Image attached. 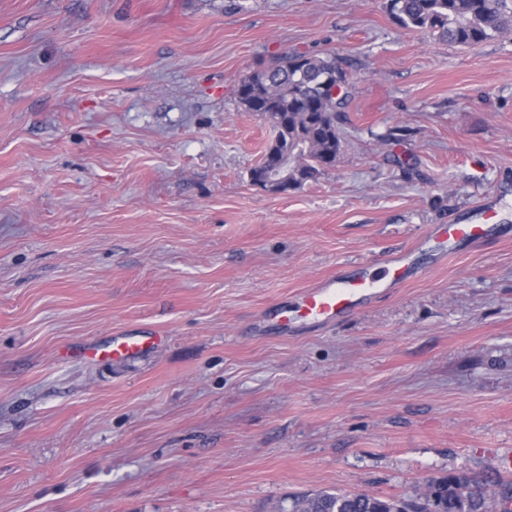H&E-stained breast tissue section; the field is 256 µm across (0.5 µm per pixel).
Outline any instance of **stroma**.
Instances as JSON below:
<instances>
[{
    "mask_svg": "<svg viewBox=\"0 0 512 512\" xmlns=\"http://www.w3.org/2000/svg\"><path fill=\"white\" fill-rule=\"evenodd\" d=\"M386 4L0 0V512L512 480V33L459 49ZM295 52L347 71L344 144L276 196L235 89ZM493 198L499 232L438 259ZM407 250L356 315L260 326ZM120 335L162 341L88 357ZM491 224H440L432 231V237L437 241H447L448 245L458 242L482 241L488 234Z\"/></svg>",
    "mask_w": 512,
    "mask_h": 512,
    "instance_id": "obj_1",
    "label": "stroma"
}]
</instances>
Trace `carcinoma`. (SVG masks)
I'll list each match as a JSON object with an SVG mask.
<instances>
[{
    "label": "carcinoma",
    "mask_w": 512,
    "mask_h": 512,
    "mask_svg": "<svg viewBox=\"0 0 512 512\" xmlns=\"http://www.w3.org/2000/svg\"><path fill=\"white\" fill-rule=\"evenodd\" d=\"M405 28L423 30L451 46L469 47L512 24V0H388ZM347 72L329 55L294 53L242 77L239 105L279 128L297 184L333 167L343 141L339 122L346 104ZM289 512H512V482L494 491L476 476L458 473L429 482L415 498L367 493H304Z\"/></svg>",
    "instance_id": "cac0c4a2"
}]
</instances>
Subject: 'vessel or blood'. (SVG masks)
<instances>
[{
    "label": "vessel or blood",
    "mask_w": 512,
    "mask_h": 512,
    "mask_svg": "<svg viewBox=\"0 0 512 512\" xmlns=\"http://www.w3.org/2000/svg\"><path fill=\"white\" fill-rule=\"evenodd\" d=\"M488 231L489 227L485 224H442L433 229L432 236L435 240L451 245L463 241L477 243L487 236ZM411 272L410 256L404 253L386 261L382 277L378 280L364 270L348 277H327L305 289L294 305L271 308L265 318L269 321L278 320L283 327L297 318L331 323L358 312L378 287L400 286L410 277Z\"/></svg>",
    "instance_id": "obj_1"
}]
</instances>
